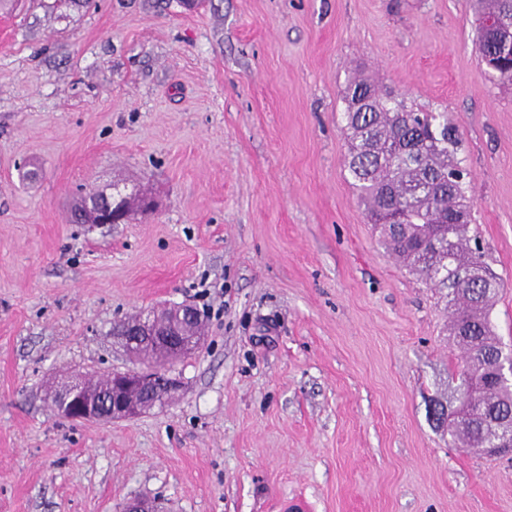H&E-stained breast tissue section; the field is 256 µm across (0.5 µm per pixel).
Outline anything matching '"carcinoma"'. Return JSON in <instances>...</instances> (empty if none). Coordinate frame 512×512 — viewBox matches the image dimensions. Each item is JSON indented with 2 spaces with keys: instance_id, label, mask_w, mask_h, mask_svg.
<instances>
[{
  "instance_id": "1",
  "label": "carcinoma",
  "mask_w": 512,
  "mask_h": 512,
  "mask_svg": "<svg viewBox=\"0 0 512 512\" xmlns=\"http://www.w3.org/2000/svg\"><path fill=\"white\" fill-rule=\"evenodd\" d=\"M481 57L499 61L491 77L512 83V57L499 54L500 41L512 38V0H473ZM496 19L498 36L484 33L483 22ZM344 112L350 138L348 170L369 223L385 246L411 271L434 287L447 289L454 336L479 388L449 425L463 448H483L492 424L512 418V391L484 383L487 359L502 350L490 313L500 282L484 265L483 255L467 245L470 215L468 185L460 177L459 140L443 113L415 112L403 102L384 98L364 80L345 90ZM112 197L92 194L71 212L72 224H96Z\"/></svg>"
}]
</instances>
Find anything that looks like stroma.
Returning a JSON list of instances; mask_svg holds the SVG:
<instances>
[{"label": "stroma", "instance_id": "1", "mask_svg": "<svg viewBox=\"0 0 512 512\" xmlns=\"http://www.w3.org/2000/svg\"><path fill=\"white\" fill-rule=\"evenodd\" d=\"M471 0H7L0 6V512H512V455L455 445L442 292L381 244L347 168L363 77L447 113L468 235L512 348V86ZM155 210L73 224L98 190ZM189 304L204 345L132 421L46 391L130 367L112 327Z\"/></svg>", "mask_w": 512, "mask_h": 512}]
</instances>
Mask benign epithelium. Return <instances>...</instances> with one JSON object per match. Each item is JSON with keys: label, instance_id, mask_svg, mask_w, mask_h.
Wrapping results in <instances>:
<instances>
[{"label": "benign epithelium", "instance_id": "7a95c632", "mask_svg": "<svg viewBox=\"0 0 512 512\" xmlns=\"http://www.w3.org/2000/svg\"><path fill=\"white\" fill-rule=\"evenodd\" d=\"M195 323L204 326L196 309L182 305L175 307L154 321L149 314L128 322L113 330L125 351L134 353L137 347L151 343L158 353L174 360L196 351L201 337L187 338L182 326ZM487 379L501 387L512 385V357L501 356L487 370ZM110 387L106 394L98 396L85 390V378L71 375L63 392L54 395L55 408L72 420L82 421H132L141 413L158 404L156 393L173 396L179 390V382L150 366L109 374Z\"/></svg>", "mask_w": 512, "mask_h": 512}]
</instances>
